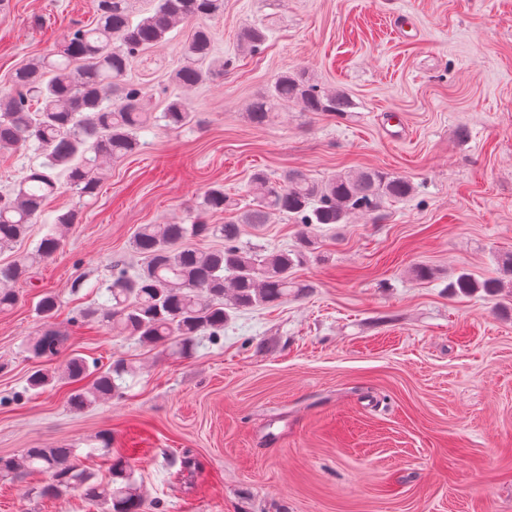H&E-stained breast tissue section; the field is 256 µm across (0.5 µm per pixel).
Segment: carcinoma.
Segmentation results:
<instances>
[{
	"label": "carcinoma",
	"mask_w": 512,
	"mask_h": 512,
	"mask_svg": "<svg viewBox=\"0 0 512 512\" xmlns=\"http://www.w3.org/2000/svg\"><path fill=\"white\" fill-rule=\"evenodd\" d=\"M94 24H76L59 48L37 62L15 70L11 84L0 88V151L34 144L44 157L40 167L25 175L8 195L0 196V251L24 239L46 201L67 186L81 196L95 193L99 159L121 160L141 148L139 133L147 125L145 91L125 81L141 53L162 42L179 22H197L184 43V62L173 73L174 83L191 89L224 78L228 63L212 58V35L205 21L224 12V0H155L151 14L138 17L133 0H92ZM253 54L263 50V28L249 26L239 34ZM351 101L342 91H325L306 69L283 71L271 87L248 107L250 121L270 124L281 106L300 112L342 113ZM160 119L171 129L198 123V113L182 98L171 100ZM413 183L376 169L339 172L317 180L289 170L276 181L257 171L251 178L252 200L244 208L221 186H212L195 206L197 215L184 224H143L130 246L144 258L134 274L115 267L105 288L104 303L84 310L76 323L97 322L134 336L144 344L178 339L187 352L196 336H217L232 313L302 296L311 285L293 271L316 249V232L325 225L350 224L355 215L381 217L386 204L409 197ZM226 213L222 224H208L203 214ZM282 214L300 226L294 249L254 254L240 246L241 226L267 224ZM221 238V248L189 246L193 239ZM52 230L39 243L37 255L50 257L60 246ZM30 257L19 256L0 265V310L17 302L12 284L28 272ZM512 285V257L499 264L498 275L478 280L460 273L449 288L468 295L478 290L493 296ZM57 298L45 294L36 306L43 327L29 339L26 352L36 360L58 356L64 337L50 319ZM124 367H91L70 358L61 375L37 370L28 379L32 389L46 390L56 379L76 385L69 397L77 409L93 406L121 389ZM92 376L91 387L79 382ZM35 471L49 476L38 495L53 497L79 491L101 512H144L145 500L134 470L124 457L111 466L107 483L97 480L72 448H29L19 457H0V474Z\"/></svg>",
	"instance_id": "1"
}]
</instances>
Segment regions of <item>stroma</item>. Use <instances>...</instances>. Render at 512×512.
Wrapping results in <instances>:
<instances>
[{"label": "stroma", "mask_w": 512, "mask_h": 512, "mask_svg": "<svg viewBox=\"0 0 512 512\" xmlns=\"http://www.w3.org/2000/svg\"><path fill=\"white\" fill-rule=\"evenodd\" d=\"M90 0H5L0 87L54 51ZM266 25L261 53L241 29ZM224 78L185 96L201 125H149L141 149L100 165L96 195L51 198L15 251L34 252L55 217L77 208L59 249L18 282L0 311V456L77 448L99 481L109 461L88 445L112 435L147 502L162 512H512V288L452 295L459 271L496 275L512 256V0H224L209 20ZM192 26L182 23L128 71L163 112L178 89ZM305 68L345 92L343 114L247 107L284 70ZM377 169L410 179L379 220L329 226L295 277L304 296L235 313L190 356L72 317L100 302L113 266L136 272L143 224L187 217L214 184L247 198L253 172L315 179ZM264 253L297 243L288 218L242 227ZM432 269L428 280L413 269ZM64 336L50 361L28 358L45 292ZM123 361L121 394L73 410L70 387L28 389L35 370L72 357ZM111 455V456H112ZM47 476H0V512H97L78 492L37 497Z\"/></svg>", "instance_id": "35a3bbf8"}]
</instances>
